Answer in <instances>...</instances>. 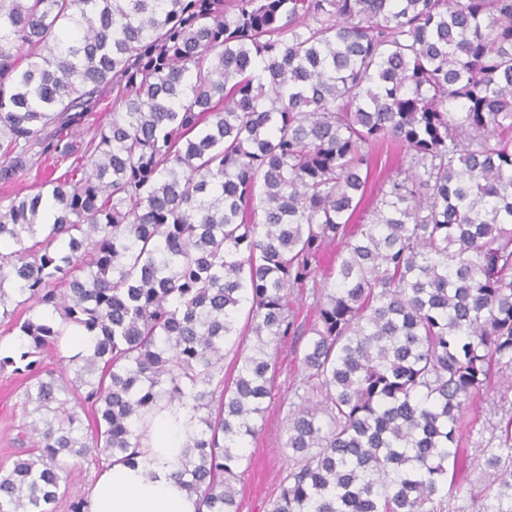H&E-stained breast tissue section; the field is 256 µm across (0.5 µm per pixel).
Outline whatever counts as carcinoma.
I'll return each instance as SVG.
<instances>
[{"label": "carcinoma", "instance_id": "obj_1", "mask_svg": "<svg viewBox=\"0 0 512 512\" xmlns=\"http://www.w3.org/2000/svg\"><path fill=\"white\" fill-rule=\"evenodd\" d=\"M386 142L403 167L350 233ZM40 158L66 171L0 204V315L38 310L0 356L37 438L0 512H53L67 461L135 454L160 402L204 411L175 477L240 512L288 289L336 241L271 512H449L466 401L512 368V0H0V182ZM484 466L455 512H512V415ZM494 480L495 475L492 470L482 466L471 468L467 480L463 483L459 499L451 501V505L456 507L460 505L467 506V504H469V496L466 494V491L471 485L478 489H486L488 492L493 491L496 486L495 482H493Z\"/></svg>", "mask_w": 512, "mask_h": 512}]
</instances>
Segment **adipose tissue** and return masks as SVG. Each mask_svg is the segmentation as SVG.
Wrapping results in <instances>:
<instances>
[{"label":"adipose tissue","instance_id":"adipose-tissue-1","mask_svg":"<svg viewBox=\"0 0 512 512\" xmlns=\"http://www.w3.org/2000/svg\"><path fill=\"white\" fill-rule=\"evenodd\" d=\"M197 424L188 409L160 406L147 415L134 460L108 463L90 494V512H199L200 501L174 476L173 463Z\"/></svg>","mask_w":512,"mask_h":512}]
</instances>
